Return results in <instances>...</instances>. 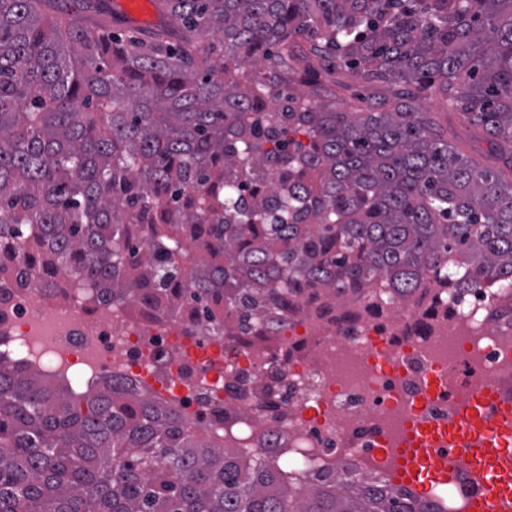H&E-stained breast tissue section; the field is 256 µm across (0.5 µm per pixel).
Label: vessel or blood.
<instances>
[{"mask_svg":"<svg viewBox=\"0 0 512 512\" xmlns=\"http://www.w3.org/2000/svg\"><path fill=\"white\" fill-rule=\"evenodd\" d=\"M393 453L397 471L419 493L452 483L460 460L472 491L467 512H512V401L492 384L476 382L470 398L451 407L447 425L408 429Z\"/></svg>","mask_w":512,"mask_h":512,"instance_id":"vessel-or-blood-1","label":"vessel or blood"}]
</instances>
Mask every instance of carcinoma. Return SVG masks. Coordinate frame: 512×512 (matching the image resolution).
Returning a JSON list of instances; mask_svg holds the SVG:
<instances>
[{"instance_id":"cac0c4a2","label":"carcinoma","mask_w":512,"mask_h":512,"mask_svg":"<svg viewBox=\"0 0 512 512\" xmlns=\"http://www.w3.org/2000/svg\"><path fill=\"white\" fill-rule=\"evenodd\" d=\"M155 6L161 24L122 39L110 0H0V276L72 273L159 315L191 301L219 333L224 310L274 323L303 290L512 285V0ZM345 78L386 95L337 112ZM292 80L308 90L273 106L267 86ZM0 512L431 510L348 468L292 477L117 383L80 393L0 361ZM451 125L460 140L465 153L476 160L485 163L491 161L490 141L486 135L475 133L461 118L448 115V125Z\"/></svg>"}]
</instances>
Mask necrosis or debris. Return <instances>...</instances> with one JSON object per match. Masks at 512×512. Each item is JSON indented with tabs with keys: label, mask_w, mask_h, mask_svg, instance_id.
Wrapping results in <instances>:
<instances>
[{
	"label": "necrosis or debris",
	"mask_w": 512,
	"mask_h": 512,
	"mask_svg": "<svg viewBox=\"0 0 512 512\" xmlns=\"http://www.w3.org/2000/svg\"><path fill=\"white\" fill-rule=\"evenodd\" d=\"M277 324L160 318L94 301L81 282L0 283V358L61 383L119 380L172 408L218 444L266 457L295 477L349 466L379 482L413 413L434 422L482 377L512 399V288L430 287L402 305L373 297H300Z\"/></svg>",
	"instance_id": "1"
}]
</instances>
